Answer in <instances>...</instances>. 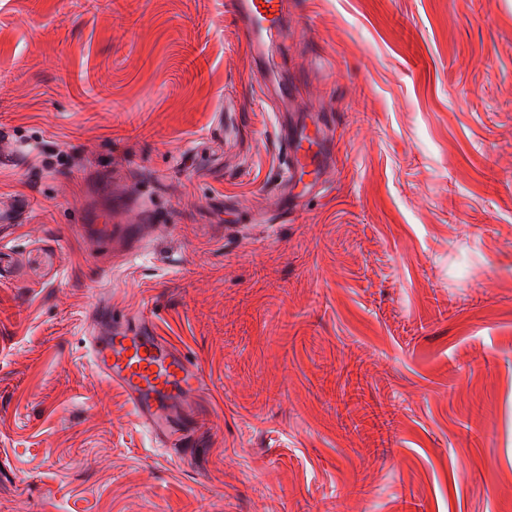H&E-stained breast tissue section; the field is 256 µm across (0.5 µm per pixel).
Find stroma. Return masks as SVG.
Here are the masks:
<instances>
[{"label":"stroma","instance_id":"1","mask_svg":"<svg viewBox=\"0 0 512 512\" xmlns=\"http://www.w3.org/2000/svg\"><path fill=\"white\" fill-rule=\"evenodd\" d=\"M224 2L0 0V512H512V0H288L263 60ZM106 310L202 372L193 447ZM324 126L321 121L315 117L311 123L304 127L295 135H288L286 129L282 135V141L285 147V154L282 161L283 179L281 186V196L285 195L287 207L282 210L288 217V198L290 195L291 204L297 206L300 203V197L295 195L293 188L297 183L303 181L304 176L313 175L312 181H316L322 174V169L314 165L313 147L324 137ZM89 338L95 370L123 391L140 427L168 446H189L205 415L182 403L201 392L202 373L143 318L110 317L108 327Z\"/></svg>","mask_w":512,"mask_h":512}]
</instances>
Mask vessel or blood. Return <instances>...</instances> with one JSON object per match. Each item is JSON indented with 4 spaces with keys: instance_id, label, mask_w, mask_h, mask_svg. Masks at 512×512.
<instances>
[{
    "instance_id": "1",
    "label": "vessel or blood",
    "mask_w": 512,
    "mask_h": 512,
    "mask_svg": "<svg viewBox=\"0 0 512 512\" xmlns=\"http://www.w3.org/2000/svg\"><path fill=\"white\" fill-rule=\"evenodd\" d=\"M255 55L279 49L288 36L286 0H226ZM324 126L312 120L299 133L283 135L282 195L299 204L293 189L304 176L320 177L313 148ZM95 370L125 394L140 427L163 444L189 446L203 413L189 410L184 399L203 388L201 372L183 355L155 336L144 319H110L107 328L89 339Z\"/></svg>"
}]
</instances>
